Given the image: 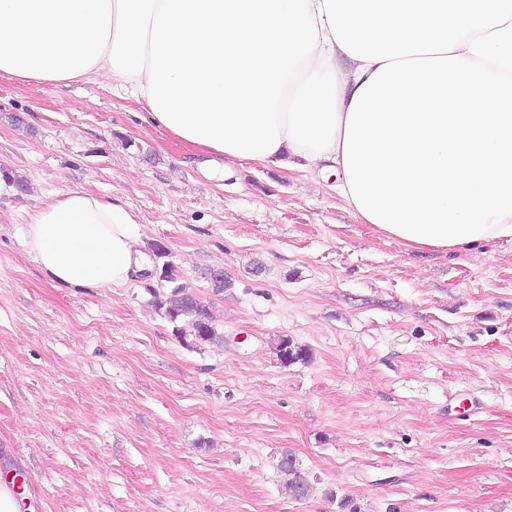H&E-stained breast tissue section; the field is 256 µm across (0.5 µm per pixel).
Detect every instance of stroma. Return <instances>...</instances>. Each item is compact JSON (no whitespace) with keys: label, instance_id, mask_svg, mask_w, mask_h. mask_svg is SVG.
<instances>
[{"label":"stroma","instance_id":"stroma-1","mask_svg":"<svg viewBox=\"0 0 512 512\" xmlns=\"http://www.w3.org/2000/svg\"><path fill=\"white\" fill-rule=\"evenodd\" d=\"M145 112L99 79L0 76V168L26 184L0 195V449L36 512H512V241L408 250L310 173L207 179ZM77 186L120 198L141 249L166 244L223 346L173 336L155 276L50 282L23 228ZM280 336L310 360L280 365ZM281 476L286 480V485L291 495L296 500L308 498L312 493V485L301 471L295 456L290 452H284L278 464Z\"/></svg>","mask_w":512,"mask_h":512}]
</instances>
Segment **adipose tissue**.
Returning <instances> with one entry per match:
<instances>
[{"mask_svg": "<svg viewBox=\"0 0 512 512\" xmlns=\"http://www.w3.org/2000/svg\"><path fill=\"white\" fill-rule=\"evenodd\" d=\"M0 75L108 78L205 176L249 161L335 177L410 250L512 239V0H0ZM139 238L125 204L82 187L23 230L73 288L150 270Z\"/></svg>", "mask_w": 512, "mask_h": 512, "instance_id": "ef3b65f1", "label": "adipose tissue"}]
</instances>
